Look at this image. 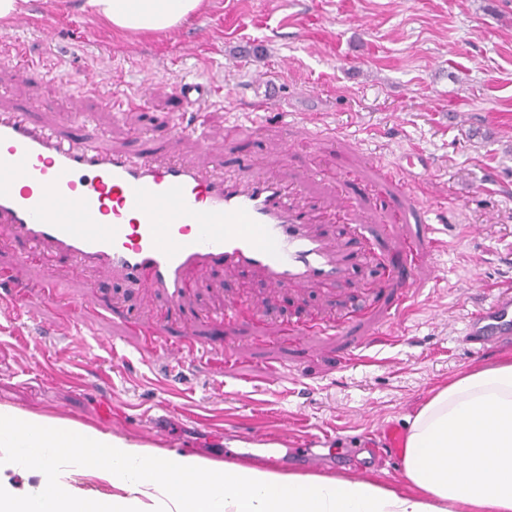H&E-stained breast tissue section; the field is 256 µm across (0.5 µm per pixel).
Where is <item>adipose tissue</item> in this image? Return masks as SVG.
<instances>
[{"label":"adipose tissue","instance_id":"adipose-tissue-1","mask_svg":"<svg viewBox=\"0 0 512 512\" xmlns=\"http://www.w3.org/2000/svg\"><path fill=\"white\" fill-rule=\"evenodd\" d=\"M203 0H81L92 21L117 33L170 32ZM465 462L449 470L448 455ZM110 474L119 495L91 501L66 485L64 460ZM410 490L370 480L283 474L196 456L162 474L157 456L70 423H43L0 406V512H512V359L460 374L416 413L403 450ZM36 470L39 486L16 487L11 471ZM496 481L484 482L487 471ZM64 489L45 502L42 485Z\"/></svg>","mask_w":512,"mask_h":512}]
</instances>
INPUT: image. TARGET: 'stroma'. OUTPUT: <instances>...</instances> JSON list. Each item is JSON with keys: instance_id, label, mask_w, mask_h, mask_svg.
Wrapping results in <instances>:
<instances>
[{"instance_id": "1", "label": "stroma", "mask_w": 512, "mask_h": 512, "mask_svg": "<svg viewBox=\"0 0 512 512\" xmlns=\"http://www.w3.org/2000/svg\"><path fill=\"white\" fill-rule=\"evenodd\" d=\"M57 31L44 42L41 29ZM194 53H185V44ZM0 89L17 105L42 100L35 120L78 135L70 100L57 83L93 70L98 85L84 92L88 126L117 150L164 160L178 155L224 174L270 172L299 189L315 207L318 231L346 244L352 264L336 288L270 286L258 273L214 267L193 276L180 305L159 293L134 291L101 271L76 274L56 261L62 302L92 309L91 322L34 298L0 314V406L95 428L162 456L194 455L247 465L234 441L287 433L304 448L309 436L334 461L327 474L405 484L404 461L392 452L366 462L386 428L408 433L435 391L468 368L512 357L503 344L473 353L463 342L467 318L482 303L512 290V0H209L205 10L172 32L121 35L92 23L68 0H40L27 28L0 32ZM267 73L266 97L255 76ZM153 82L152 95L137 90ZM200 83L211 93L196 133L174 135L184 105L174 93ZM245 128L230 135L236 123ZM356 143L372 166L398 168L425 159L416 183L445 250L439 285L425 288L394 337L367 349V362L344 366L357 333L385 330L381 317L391 288H377L371 264L395 265L408 276L398 239L366 240L329 210L337 188L354 194L360 171L337 161ZM248 299L259 317L206 324L213 310ZM173 310L202 345L234 349L240 367L221 375L167 337L143 353L124 322ZM321 323L295 338L270 330L292 322ZM357 333H349V325ZM127 355L114 361L113 349ZM279 368L268 380V365ZM102 381L101 392L84 388ZM210 430H203L202 422Z\"/></svg>"}]
</instances>
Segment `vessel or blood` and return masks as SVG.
Listing matches in <instances>:
<instances>
[{
  "instance_id": "1",
  "label": "vessel or blood",
  "mask_w": 512,
  "mask_h": 512,
  "mask_svg": "<svg viewBox=\"0 0 512 512\" xmlns=\"http://www.w3.org/2000/svg\"><path fill=\"white\" fill-rule=\"evenodd\" d=\"M372 178L385 188L389 223L411 229V260L441 252L435 226L419 214L408 170L377 168ZM335 210L361 229L377 225L359 199L337 195ZM65 211L96 224L63 220ZM315 222L279 181L155 164L107 149L91 132L63 140L0 106V237L25 239L43 262L65 255L174 301L187 294L193 270L213 265L258 270L274 286L335 287L346 277V255L313 232ZM423 286L415 276L400 284L395 316L412 308ZM54 293L46 275L15 288L12 302L19 307ZM464 339L476 351L512 343V292L472 314Z\"/></svg>"
}]
</instances>
